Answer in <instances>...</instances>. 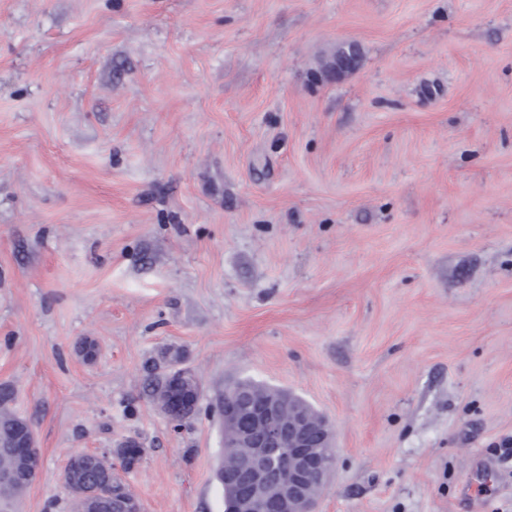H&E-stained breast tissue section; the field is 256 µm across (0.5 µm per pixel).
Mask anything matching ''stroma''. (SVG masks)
Listing matches in <instances>:
<instances>
[{
	"instance_id": "35a3bbf8",
	"label": "stroma",
	"mask_w": 512,
	"mask_h": 512,
	"mask_svg": "<svg viewBox=\"0 0 512 512\" xmlns=\"http://www.w3.org/2000/svg\"><path fill=\"white\" fill-rule=\"evenodd\" d=\"M164 347L204 387L178 427ZM239 378L329 421L318 512H512V0H0L12 512L126 439L144 512H224ZM9 447L12 456L21 463L23 473L31 484L41 473L43 465L32 428L27 430L24 428Z\"/></svg>"
}]
</instances>
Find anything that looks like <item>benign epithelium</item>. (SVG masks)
Returning <instances> with one entry per match:
<instances>
[{"instance_id":"7a95c632","label":"benign epithelium","mask_w":512,"mask_h":512,"mask_svg":"<svg viewBox=\"0 0 512 512\" xmlns=\"http://www.w3.org/2000/svg\"><path fill=\"white\" fill-rule=\"evenodd\" d=\"M168 382L172 390L158 409L169 419L196 408L202 383L196 373L183 366V356L167 357ZM224 421L234 426V436L224 441V463L236 471L230 486L235 507L232 512H316L317 488L324 484L335 463L331 427L323 418L288 412L279 399L251 393L241 407L224 406ZM245 448L241 454L238 449ZM23 473L34 481L42 470V456L33 430L24 429L10 445ZM144 453L138 442L126 440L103 453L77 452L67 462L71 467L85 458L102 460L111 469H126L129 459ZM64 478L76 495L78 512H143L140 500L131 492L116 495L112 484L98 483L90 491L75 482L71 470Z\"/></svg>"}]
</instances>
